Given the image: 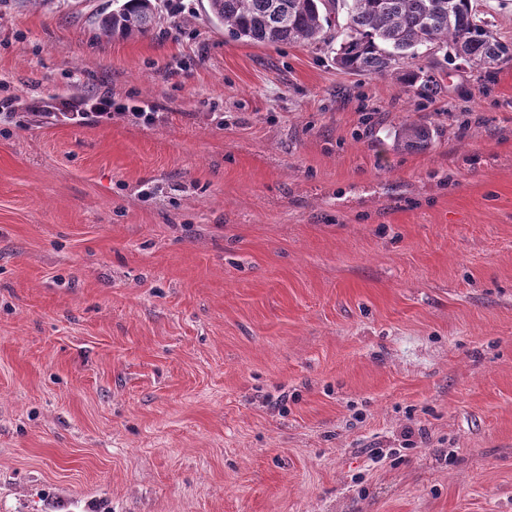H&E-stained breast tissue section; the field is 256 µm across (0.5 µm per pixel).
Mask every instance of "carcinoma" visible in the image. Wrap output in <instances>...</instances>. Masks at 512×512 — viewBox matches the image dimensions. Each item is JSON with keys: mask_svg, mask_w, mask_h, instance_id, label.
Listing matches in <instances>:
<instances>
[{"mask_svg": "<svg viewBox=\"0 0 512 512\" xmlns=\"http://www.w3.org/2000/svg\"><path fill=\"white\" fill-rule=\"evenodd\" d=\"M104 28L122 38L143 36L154 23L152 0H114ZM346 9L336 64L363 75L402 74L410 96L433 95V77L406 69L420 51H452L490 74L512 60V48L498 38L478 0H209L213 18L235 39L268 46L328 42L327 29L337 5ZM399 137L426 147L429 132L414 123Z\"/></svg>", "mask_w": 512, "mask_h": 512, "instance_id": "carcinoma-1", "label": "carcinoma"}]
</instances>
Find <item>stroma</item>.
<instances>
[{
    "label": "stroma",
    "mask_w": 512,
    "mask_h": 512,
    "mask_svg": "<svg viewBox=\"0 0 512 512\" xmlns=\"http://www.w3.org/2000/svg\"><path fill=\"white\" fill-rule=\"evenodd\" d=\"M153 4L0 0V512H512V63ZM115 8L105 19L104 28L122 38L143 36L154 23L152 0H114Z\"/></svg>",
    "instance_id": "obj_1"
}]
</instances>
